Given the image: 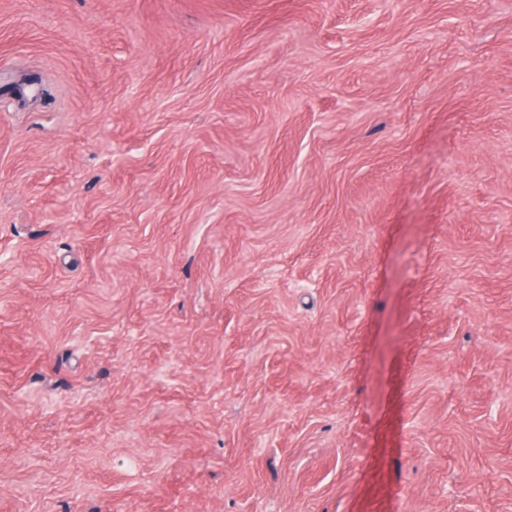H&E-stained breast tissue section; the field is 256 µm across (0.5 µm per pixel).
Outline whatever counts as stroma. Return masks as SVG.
Returning <instances> with one entry per match:
<instances>
[{
  "label": "stroma",
  "mask_w": 512,
  "mask_h": 512,
  "mask_svg": "<svg viewBox=\"0 0 512 512\" xmlns=\"http://www.w3.org/2000/svg\"><path fill=\"white\" fill-rule=\"evenodd\" d=\"M0 512H512V0H0Z\"/></svg>",
  "instance_id": "1"
}]
</instances>
